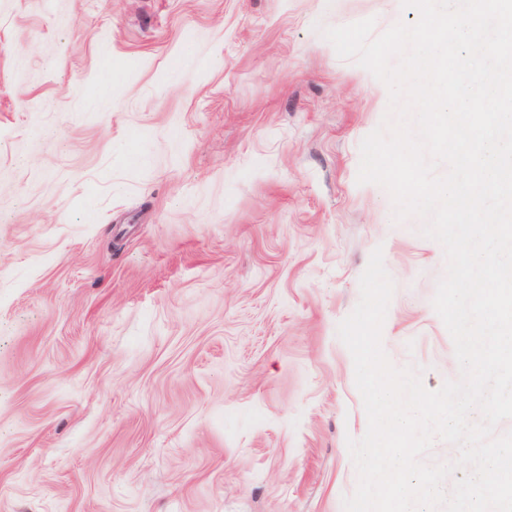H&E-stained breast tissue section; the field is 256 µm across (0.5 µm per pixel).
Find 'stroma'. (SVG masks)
Returning <instances> with one entry per match:
<instances>
[{
	"instance_id": "35a3bbf8",
	"label": "stroma",
	"mask_w": 512,
	"mask_h": 512,
	"mask_svg": "<svg viewBox=\"0 0 512 512\" xmlns=\"http://www.w3.org/2000/svg\"><path fill=\"white\" fill-rule=\"evenodd\" d=\"M401 0H0V512H343L367 430L337 334L461 377L445 254L357 181L383 83L322 30Z\"/></svg>"
}]
</instances>
